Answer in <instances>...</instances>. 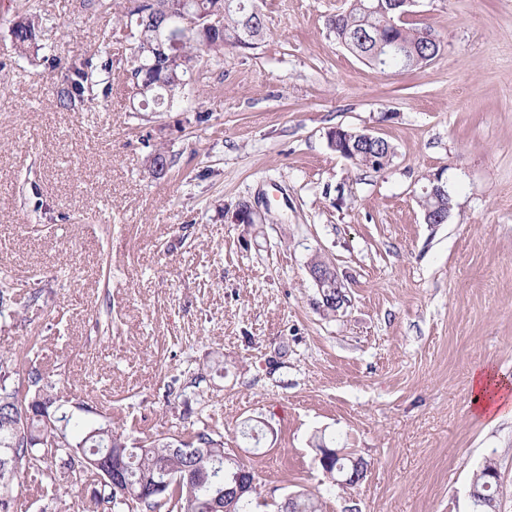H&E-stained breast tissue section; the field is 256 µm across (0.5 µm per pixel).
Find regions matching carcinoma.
Segmentation results:
<instances>
[{"label":"carcinoma","instance_id":"1","mask_svg":"<svg viewBox=\"0 0 512 512\" xmlns=\"http://www.w3.org/2000/svg\"><path fill=\"white\" fill-rule=\"evenodd\" d=\"M120 18L124 38L129 44L123 69L125 83L132 100L138 101L140 112H162L180 98L191 78L201 54L217 63L224 60V50L238 47L239 37L250 34L249 47L262 40L265 19L260 7L247 0H154L155 18L142 14L138 0ZM368 0H350L347 9L331 16L328 28L336 39L345 41L347 49L366 56L369 44L360 35L381 27L382 15L367 11ZM223 10L218 28L184 32L178 15L194 12L205 18ZM43 16L27 8L17 15L11 30L14 49L24 55L38 46ZM427 26L400 23L396 36L404 55L392 59L386 70H413L414 53L429 52L424 38ZM180 44L183 62L175 63L153 54L158 39ZM97 53L103 58L100 68L107 74L104 97L112 93V40L102 43ZM67 81L58 91L60 104L70 107L83 100L92 68L91 59L72 58L66 62ZM88 403L77 398L63 399L57 382L38 366L37 341L24 349L0 357V452L10 456L13 476L32 473L47 496H55L61 488L80 482L99 485L95 490L93 509L102 512H124L134 504L149 512H214L211 501L224 484L212 481L211 470L224 455L223 436L202 425L185 439L155 435L139 442V449L129 454L130 442L125 426L112 420L90 423L85 419ZM108 451L121 458L127 481L135 491L156 481L165 484L158 493L142 497H123L112 493L104 476L87 464V460ZM292 512H322L321 497L305 489L291 502Z\"/></svg>","mask_w":512,"mask_h":512}]
</instances>
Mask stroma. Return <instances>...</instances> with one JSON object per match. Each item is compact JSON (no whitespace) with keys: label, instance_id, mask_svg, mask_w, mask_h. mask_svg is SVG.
Here are the masks:
<instances>
[{"label":"stroma","instance_id":"obj_1","mask_svg":"<svg viewBox=\"0 0 512 512\" xmlns=\"http://www.w3.org/2000/svg\"><path fill=\"white\" fill-rule=\"evenodd\" d=\"M31 2L46 24L21 56L0 0V280L22 296L0 353L40 337L65 394L133 440L187 436L207 410L260 476L257 512L301 489L324 512H470L488 460L512 512V409L470 405L476 367L512 378V0H419L442 49L396 73L330 34L347 0H265L263 41L199 61L167 112L134 111L118 59L111 97L59 102L48 57L121 37L129 0ZM336 126L387 140L388 164L339 156ZM436 173L443 224L420 205ZM315 259L344 311H324ZM324 441L367 461L361 483L324 475ZM92 493L14 484L21 512H81ZM310 274L319 290L322 300L333 303L336 301L338 307L336 313L348 304L347 291L345 285L340 281L335 270L329 267L309 268ZM336 288V298H331L330 292Z\"/></svg>","mask_w":512,"mask_h":512}]
</instances>
